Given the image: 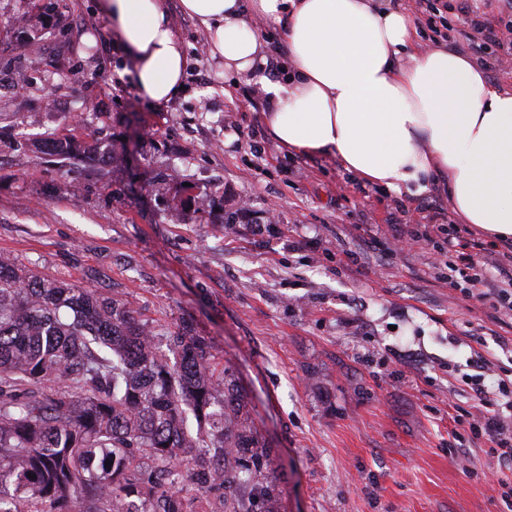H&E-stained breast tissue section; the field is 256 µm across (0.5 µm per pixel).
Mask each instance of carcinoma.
Listing matches in <instances>:
<instances>
[{
    "label": "carcinoma",
    "instance_id": "carcinoma-1",
    "mask_svg": "<svg viewBox=\"0 0 512 512\" xmlns=\"http://www.w3.org/2000/svg\"><path fill=\"white\" fill-rule=\"evenodd\" d=\"M74 135L40 142L83 157ZM240 395L211 370L208 344L182 327L162 349L125 303L38 276L0 257V512H186L164 489L203 448L219 459L195 498L254 482L274 512L276 477Z\"/></svg>",
    "mask_w": 512,
    "mask_h": 512
}]
</instances>
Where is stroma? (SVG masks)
Listing matches in <instances>:
<instances>
[{
  "instance_id": "35a3bbf8",
  "label": "stroma",
  "mask_w": 512,
  "mask_h": 512,
  "mask_svg": "<svg viewBox=\"0 0 512 512\" xmlns=\"http://www.w3.org/2000/svg\"><path fill=\"white\" fill-rule=\"evenodd\" d=\"M97 3L0 0V256L203 336L271 450L275 512H512L458 422L473 363L512 383V314L449 286L447 194L287 153L259 80L201 53L180 0L183 90L152 106ZM21 17L40 48L25 59ZM71 131L91 158L37 150Z\"/></svg>"
}]
</instances>
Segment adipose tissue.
Segmentation results:
<instances>
[{
    "mask_svg": "<svg viewBox=\"0 0 512 512\" xmlns=\"http://www.w3.org/2000/svg\"><path fill=\"white\" fill-rule=\"evenodd\" d=\"M98 7L152 105L175 98L187 57L167 0ZM224 69L264 64L257 21L276 22L285 60L261 86L271 136L302 155L331 153L359 180L399 193L446 189L462 223L512 239V89L456 47L417 50L418 22L391 0H181Z\"/></svg>",
    "mask_w": 512,
    "mask_h": 512,
    "instance_id": "ef3b65f1",
    "label": "adipose tissue"
}]
</instances>
